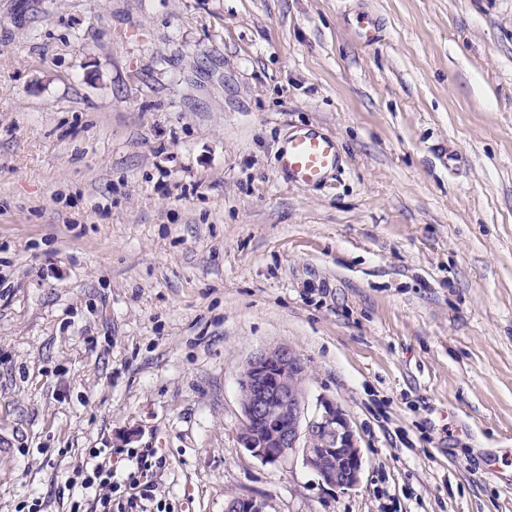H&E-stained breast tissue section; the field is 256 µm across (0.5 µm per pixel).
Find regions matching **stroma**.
Listing matches in <instances>:
<instances>
[{"label":"stroma","mask_w":512,"mask_h":512,"mask_svg":"<svg viewBox=\"0 0 512 512\" xmlns=\"http://www.w3.org/2000/svg\"><path fill=\"white\" fill-rule=\"evenodd\" d=\"M276 344L359 486L240 447ZM127 438L182 512H512V0H0V512ZM279 165L297 184H320L338 168L336 140L320 132L300 130L288 140ZM225 512H274L272 506L264 501L250 496H237L229 499L224 506Z\"/></svg>","instance_id":"stroma-1"}]
</instances>
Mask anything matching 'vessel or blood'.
<instances>
[{
  "label": "vessel or blood",
  "mask_w": 512,
  "mask_h": 512,
  "mask_svg": "<svg viewBox=\"0 0 512 512\" xmlns=\"http://www.w3.org/2000/svg\"><path fill=\"white\" fill-rule=\"evenodd\" d=\"M279 165L297 184H320L338 168L336 140L312 130L298 131L283 149Z\"/></svg>",
  "instance_id": "b4317fda"
}]
</instances>
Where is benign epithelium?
Returning <instances> with one entry per match:
<instances>
[{
    "mask_svg": "<svg viewBox=\"0 0 512 512\" xmlns=\"http://www.w3.org/2000/svg\"><path fill=\"white\" fill-rule=\"evenodd\" d=\"M306 364L289 346L263 348L244 364L240 378L242 448L266 464L299 463L319 482L347 490L361 479L364 460L344 409L322 397L310 405ZM224 512H273L250 496L229 499Z\"/></svg>",
    "mask_w": 512,
    "mask_h": 512,
    "instance_id": "obj_1",
    "label": "benign epithelium"
}]
</instances>
